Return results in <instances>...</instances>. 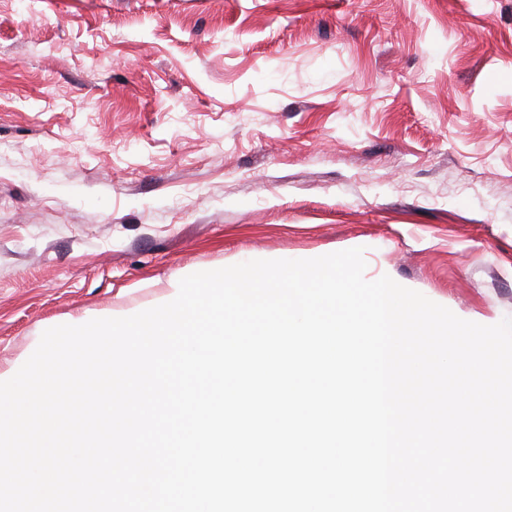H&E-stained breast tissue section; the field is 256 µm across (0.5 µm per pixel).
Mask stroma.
I'll return each instance as SVG.
<instances>
[{
  "label": "stroma",
  "instance_id": "1",
  "mask_svg": "<svg viewBox=\"0 0 512 512\" xmlns=\"http://www.w3.org/2000/svg\"><path fill=\"white\" fill-rule=\"evenodd\" d=\"M360 247L512 317V0H0V375L172 280Z\"/></svg>",
  "mask_w": 512,
  "mask_h": 512
}]
</instances>
